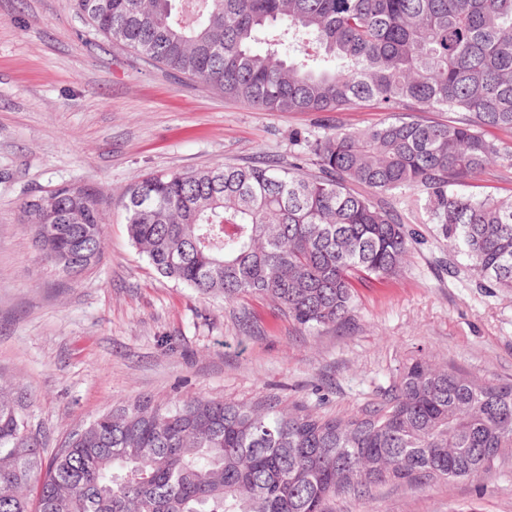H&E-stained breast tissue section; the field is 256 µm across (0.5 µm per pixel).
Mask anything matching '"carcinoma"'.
I'll return each mask as SVG.
<instances>
[{
	"mask_svg": "<svg viewBox=\"0 0 512 512\" xmlns=\"http://www.w3.org/2000/svg\"><path fill=\"white\" fill-rule=\"evenodd\" d=\"M95 34L179 79L270 112H347L296 134L303 160L134 177L132 243L161 276L231 302L258 295L318 330L350 319L355 284L393 277L413 233L436 225L450 270L512 293V197L460 187L512 169V0H74ZM424 110L448 113L424 122ZM41 260L70 278L97 266L102 192L82 182L20 205ZM512 448V384L414 359L381 404L347 419L271 397H149L112 408L50 457L23 396L0 388V512H331L391 481L480 477ZM333 119L350 128L362 129L379 122L384 116L383 112H378L372 107H364L362 109L349 112H333Z\"/></svg>",
	"mask_w": 512,
	"mask_h": 512,
	"instance_id": "cac0c4a2",
	"label": "carcinoma"
}]
</instances>
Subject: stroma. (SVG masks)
<instances>
[{"mask_svg": "<svg viewBox=\"0 0 512 512\" xmlns=\"http://www.w3.org/2000/svg\"><path fill=\"white\" fill-rule=\"evenodd\" d=\"M311 112H267L182 83L94 34L71 0H0V382L20 386L45 448L141 396H265L347 418L415 358L512 383V295L450 278L435 225L394 278L358 286L350 321L309 333L269 300L227 302L158 275L126 230L138 174L288 161ZM82 181L103 193L105 253L73 280L34 252L20 203ZM335 512H512V449L479 478L388 483Z\"/></svg>", "mask_w": 512, "mask_h": 512, "instance_id": "1", "label": "stroma"}]
</instances>
